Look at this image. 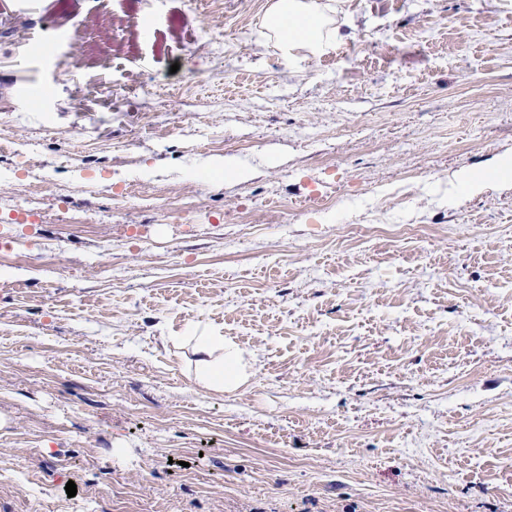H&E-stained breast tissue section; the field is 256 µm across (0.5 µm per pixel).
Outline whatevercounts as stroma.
Segmentation results:
<instances>
[{
  "instance_id": "obj_1",
  "label": "stroma",
  "mask_w": 512,
  "mask_h": 512,
  "mask_svg": "<svg viewBox=\"0 0 512 512\" xmlns=\"http://www.w3.org/2000/svg\"><path fill=\"white\" fill-rule=\"evenodd\" d=\"M270 4L0 0V512H512V0ZM333 12L335 6L319 0H276L267 13V25L288 51L302 46L319 53L342 40L328 14ZM193 354L198 356L194 379L198 386L216 392L235 391L247 383L251 360L240 348L207 330L195 328Z\"/></svg>"
}]
</instances>
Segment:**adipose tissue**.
<instances>
[{"label": "adipose tissue", "mask_w": 512, "mask_h": 512, "mask_svg": "<svg viewBox=\"0 0 512 512\" xmlns=\"http://www.w3.org/2000/svg\"><path fill=\"white\" fill-rule=\"evenodd\" d=\"M333 10L327 0H274L267 13V25L274 37L289 48L302 46L319 53L342 39L330 17ZM192 342L198 386L224 392L247 383L251 361L236 345L204 329L195 330Z\"/></svg>", "instance_id": "adipose-tissue-1"}]
</instances>
